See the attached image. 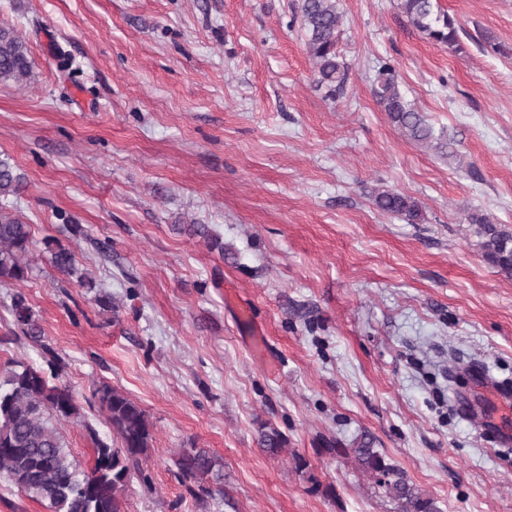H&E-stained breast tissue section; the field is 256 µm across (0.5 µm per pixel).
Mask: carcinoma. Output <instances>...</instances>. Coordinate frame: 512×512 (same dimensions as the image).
<instances>
[{
  "mask_svg": "<svg viewBox=\"0 0 512 512\" xmlns=\"http://www.w3.org/2000/svg\"><path fill=\"white\" fill-rule=\"evenodd\" d=\"M402 9L428 39L450 48L457 46L456 21L434 10V0H402ZM297 11L318 82L341 91L348 68L338 50L341 15L337 0H298ZM30 71L26 41L15 29L0 26V83H22ZM374 95L390 122L411 140L428 143L434 139L433 127L405 99L394 69L387 63L378 70ZM22 189L21 176L14 173L8 161L0 159V283L23 282L30 271L25 261L31 243L30 225L22 221L17 208L6 203L20 196ZM371 198L381 212L412 224L421 219L418 203L398 190L378 188L371 192ZM469 223L475 226L484 259L499 272L512 276V229L478 214L470 215ZM186 231L204 238L210 248L224 252L221 238L212 235L207 225L189 224ZM47 249L60 273L76 275L80 284L93 287V282L87 283L84 276L77 275L71 250L60 245ZM9 310L21 335L41 349L49 372L18 360L0 370V473L48 512H124V494L130 482L137 477L148 483L143 460L152 446L153 432L146 412L124 393L107 385L100 387L99 402L120 438V447L97 438V431L86 425L95 441V463L91 470H81L59 429L61 422L80 416L71 390L60 381L63 360L44 342L39 317L23 292L12 294ZM258 444L264 452L277 455L288 440L277 429L262 424ZM346 455L373 480L375 489L394 503L395 512H442L434 498L412 484L372 446L371 439L362 438ZM173 464L195 500L204 502L224 494V462L207 449L183 448Z\"/></svg>",
  "mask_w": 512,
  "mask_h": 512,
  "instance_id": "obj_1",
  "label": "carcinoma"
}]
</instances>
